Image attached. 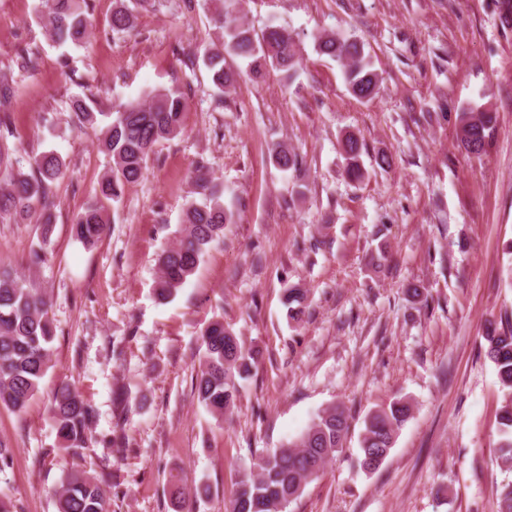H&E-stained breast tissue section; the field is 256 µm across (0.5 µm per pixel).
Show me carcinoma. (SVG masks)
<instances>
[{
	"label": "carcinoma",
	"mask_w": 512,
	"mask_h": 512,
	"mask_svg": "<svg viewBox=\"0 0 512 512\" xmlns=\"http://www.w3.org/2000/svg\"><path fill=\"white\" fill-rule=\"evenodd\" d=\"M151 0H136L134 7L120 6L112 12V32L133 29L135 9H145ZM221 9L215 21L224 30V40L203 56L212 82L219 91L232 88L237 75L226 69V57L247 63L250 74L263 76L277 69L293 78L299 65L295 41L279 26L268 25L260 33L239 14L238 0H217ZM48 27L60 46L85 47L90 37L88 0H47ZM318 53L342 62L350 93L358 99H371L378 91L380 77L373 68L364 44L337 34L314 38ZM11 70L0 69V127L10 123L14 94ZM185 103L176 89L159 90L147 104L130 103L114 112H94L83 100L74 103L76 125L98 132V145L110 158V165L99 183L100 199L80 212L73 224L74 240L86 248L98 244L106 235L105 203L120 200L124 188L143 178L146 162L157 143L181 133V114ZM491 112L471 110L462 113L460 143L472 153L484 151L493 129ZM364 143L354 133L342 140L347 161L346 175L352 181L365 177L359 164ZM15 148L0 138V218L7 215L16 222L29 218L34 204L41 206L42 241L52 227L54 207L52 186L63 173V163L53 152L33 159L30 171L14 166ZM275 163L285 170L298 168V155L286 145L272 151ZM195 197L183 211L178 242L158 255L159 276L155 294L161 301L172 297L193 275L207 247L224 234V225L233 223V214L224 210L219 189L204 167L195 175ZM288 318L300 322L306 312V294L297 287L285 291ZM46 296L26 286L17 273L0 267V406L15 412L24 410L39 389L50 368L55 327L49 315ZM487 355L495 365L504 391L500 412L499 460L512 471V319L486 327ZM252 350L244 347L224 322H211L202 334V356L194 387L199 401L214 415L224 416L236 391L234 379L250 372ZM412 412L403 398L368 414L360 440L365 469L392 448L398 431ZM94 411L68 384L59 385L53 396L52 419L61 446L72 457L84 448ZM349 429L348 415L340 406H330L296 440L268 450L260 461L240 473L237 493L230 512H283L305 485L316 478L325 464L343 448ZM110 475H94L77 467L66 469L61 490L56 493L57 512H108L103 484Z\"/></svg>",
	"instance_id": "1"
}]
</instances>
